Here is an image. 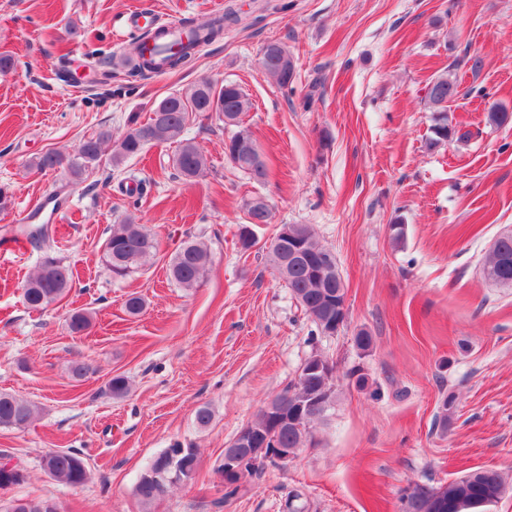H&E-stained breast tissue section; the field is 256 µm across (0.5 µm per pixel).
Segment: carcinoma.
Segmentation results:
<instances>
[{
  "label": "carcinoma",
  "mask_w": 512,
  "mask_h": 512,
  "mask_svg": "<svg viewBox=\"0 0 512 512\" xmlns=\"http://www.w3.org/2000/svg\"><path fill=\"white\" fill-rule=\"evenodd\" d=\"M240 21L236 11L229 9L219 16L206 19L193 18L184 21L182 33L185 40L160 44L164 37L148 29L142 33L132 52L122 59L128 81L137 82L164 70H173L187 62L195 51L211 43L224 33V26ZM267 62L265 74L272 77L279 86L292 84L294 68L283 67L280 56L285 47L277 42L266 46ZM430 89L424 94V102L430 111L436 113L435 124L431 127L428 147L436 148L448 141H463L468 133L460 132L448 123V102L458 95L457 78L448 72L440 73L428 82ZM251 108V102L242 89L234 82L222 84L197 81L185 90L177 91L163 98L153 108L147 122L141 124L132 121L130 127L120 138L112 140V133L101 130L80 140L73 153L65 155L57 151H48L36 158L32 167L40 172L66 171L71 178L79 180L91 166L102 160L104 145L113 142L109 163L120 167L126 160L138 156L152 143H176L177 153L173 157L174 167L187 181H193L208 169V159L194 141L184 137L187 126L201 112H213L219 121L226 125L240 124L243 114ZM252 134L241 129L224 143V153L228 159H238L237 165L256 182L265 181L268 173L267 162L251 152ZM248 225L241 228L239 241L245 250L256 244L251 226L268 224L271 210L266 200L252 198V204L246 205ZM15 235H23L30 242L38 244L43 257L32 276L23 288L25 305L33 311H43L60 300L72 287L73 271L63 260L51 255L53 233L49 224H26L15 230ZM303 246L305 259L288 268L287 287L293 298L315 325L316 331L325 333V320L328 315L336 314V291L344 283L325 280L321 272L336 255L316 238L308 224L288 225L286 244L269 249V262L277 266L288 256V246ZM159 251V241L142 224L128 218L122 224L112 225V232L105 242V262L113 277H125L137 269L143 262L155 256ZM210 263V252L202 242L190 240L174 255L169 263V276L183 288L197 287ZM485 278L500 287L512 286V235L501 236L495 243L484 268ZM91 325L90 316L80 310L74 311L69 318L72 333L82 336ZM36 407L33 403L8 392H0V428L24 430L34 420ZM253 427H261L273 433L279 448H302L312 442L310 424L301 427L288 425L277 429L267 420L265 411H260ZM174 458L179 461V482L189 484L195 480L198 468V451L195 448H183L173 444L154 456L135 484L134 493L139 501L150 505L161 499L157 485L147 478L149 469L161 462ZM42 470L53 480L69 486H78L87 482L88 472L84 459L71 451H55L45 454L41 461ZM27 475L22 469H10L0 462V489L11 488L23 483ZM449 489L458 493L462 505L460 509L448 512H488L494 500L501 499L505 492V483L500 472L493 469H477L449 483ZM438 488L428 484L414 483L405 488L399 497V512H432L430 497ZM247 492L242 481L224 487L223 495L215 501L218 508L224 503ZM28 512H65L62 503L53 501L54 509L45 505L48 498L24 497Z\"/></svg>",
  "instance_id": "carcinoma-1"
}]
</instances>
